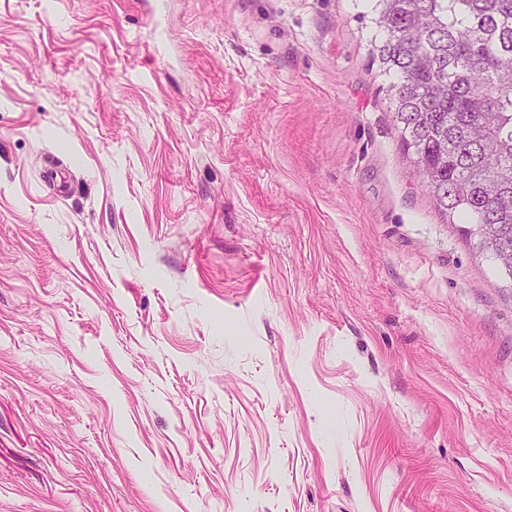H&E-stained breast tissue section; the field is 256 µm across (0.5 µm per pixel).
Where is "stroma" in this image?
Segmentation results:
<instances>
[{
  "label": "stroma",
  "instance_id": "stroma-1",
  "mask_svg": "<svg viewBox=\"0 0 512 512\" xmlns=\"http://www.w3.org/2000/svg\"><path fill=\"white\" fill-rule=\"evenodd\" d=\"M361 0H0V512H512V283Z\"/></svg>",
  "mask_w": 512,
  "mask_h": 512
}]
</instances>
